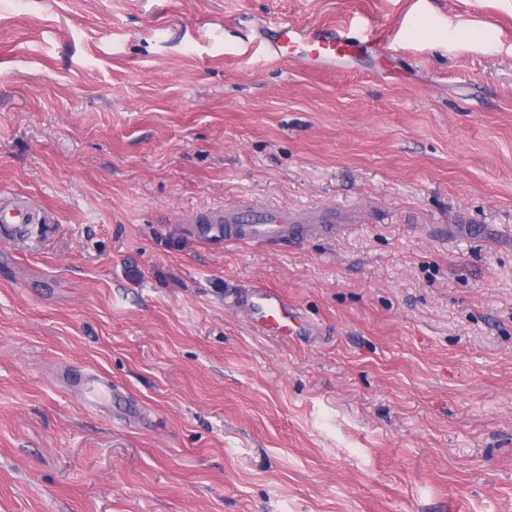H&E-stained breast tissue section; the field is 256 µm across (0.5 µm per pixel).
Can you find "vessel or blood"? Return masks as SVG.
<instances>
[{
  "label": "vessel or blood",
  "instance_id": "1",
  "mask_svg": "<svg viewBox=\"0 0 512 512\" xmlns=\"http://www.w3.org/2000/svg\"><path fill=\"white\" fill-rule=\"evenodd\" d=\"M273 51L284 61L333 63L357 52L374 51L376 36H349L320 30L314 33L285 22L273 23ZM198 224H220L226 241L246 245L273 247L298 240L300 227L312 223V216L302 210H288L275 205H253L246 208L227 207L208 210L195 216ZM239 303L253 325L281 336L294 334L300 318L289 306L287 297L278 289L258 283L249 288Z\"/></svg>",
  "mask_w": 512,
  "mask_h": 512
}]
</instances>
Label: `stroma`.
I'll use <instances>...</instances> for the list:
<instances>
[{
    "mask_svg": "<svg viewBox=\"0 0 512 512\" xmlns=\"http://www.w3.org/2000/svg\"><path fill=\"white\" fill-rule=\"evenodd\" d=\"M271 19L381 47L286 63ZM14 199L0 512H512V0H0ZM244 200L335 230L179 219ZM195 224H225L224 240L246 245L273 247L295 242L301 237L300 224L313 217L303 210L275 205H253L207 210L196 215ZM248 313L253 325L279 336H292L297 332L300 317L288 305V298L277 288L257 283L249 288L238 301Z\"/></svg>",
    "mask_w": 512,
    "mask_h": 512,
    "instance_id": "obj_1",
    "label": "stroma"
}]
</instances>
